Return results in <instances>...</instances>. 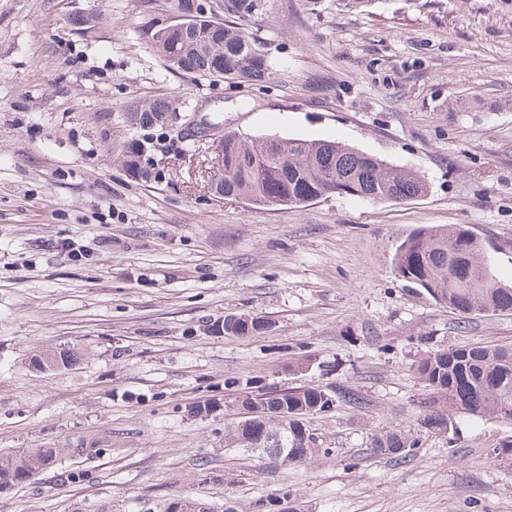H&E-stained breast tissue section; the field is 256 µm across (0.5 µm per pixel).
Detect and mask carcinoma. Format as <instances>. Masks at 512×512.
Instances as JSON below:
<instances>
[{"label": "carcinoma", "mask_w": 512, "mask_h": 512, "mask_svg": "<svg viewBox=\"0 0 512 512\" xmlns=\"http://www.w3.org/2000/svg\"><path fill=\"white\" fill-rule=\"evenodd\" d=\"M224 13L239 18L251 16L259 0H223ZM151 47L172 62L177 71L200 77L259 81L269 71L267 57L244 28L215 25L207 19H192L182 27H159L143 32ZM170 105L163 101L137 103L127 112L136 127L165 125ZM142 145L131 142L123 165L137 173ZM224 198L241 199L252 205H301L331 195H348L375 202H399L427 192L417 173L393 167L375 156L336 141L254 137L224 134ZM392 269L396 278L454 313L477 315L512 311V283L497 279L491 254L482 239L465 227L419 231L395 249ZM257 317L250 321L224 317V333L251 336L264 330ZM37 366L58 369L71 362L68 351L39 352ZM428 388L421 427L429 433H446L453 417L512 418V347L475 346L428 352L413 364ZM357 408L363 397L349 389L334 396L319 387L258 391L241 402L252 410L260 404L272 413L286 409L299 419L288 422L284 447L305 461L316 451V439L304 427L301 416L332 409L336 398ZM248 425L225 431V440L237 447L249 438L265 434L268 420L250 416ZM417 440L398 431L382 429L372 438L375 453L395 460L406 458ZM84 448H25L0 453V487L27 481L65 454H83Z\"/></svg>", "instance_id": "carcinoma-1"}]
</instances>
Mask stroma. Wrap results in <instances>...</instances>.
<instances>
[{
	"label": "stroma",
	"instance_id": "1",
	"mask_svg": "<svg viewBox=\"0 0 512 512\" xmlns=\"http://www.w3.org/2000/svg\"><path fill=\"white\" fill-rule=\"evenodd\" d=\"M174 0H0V451L62 448L0 512H512L491 450L512 419L420 425L426 352L512 345V312L462 317L392 272L422 229L463 226L512 282V8L503 0H261L260 81L171 70L140 35ZM96 19L80 33L71 20ZM161 99L244 138L336 141L417 172L403 202L257 208L207 188L212 154L124 114ZM138 139L143 172L121 157ZM267 322L225 334V316ZM70 366L35 370L40 351ZM351 389L309 416L317 453L227 445L240 388ZM418 436L404 462L375 430ZM97 454L77 456V449Z\"/></svg>",
	"mask_w": 512,
	"mask_h": 512
}]
</instances>
